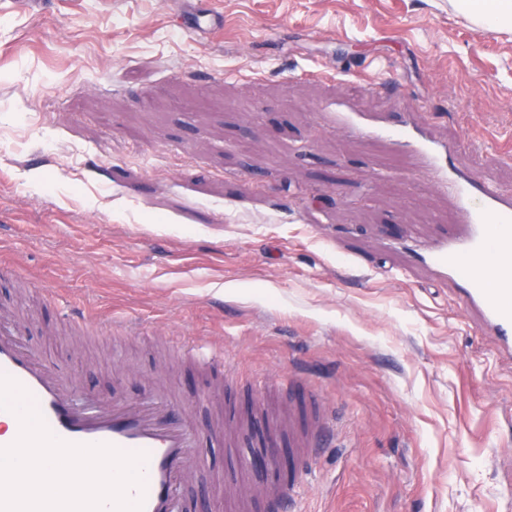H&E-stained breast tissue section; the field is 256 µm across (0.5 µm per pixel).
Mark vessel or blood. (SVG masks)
Returning <instances> with one entry per match:
<instances>
[{"instance_id":"obj_1","label":"vessel or blood","mask_w":512,"mask_h":512,"mask_svg":"<svg viewBox=\"0 0 512 512\" xmlns=\"http://www.w3.org/2000/svg\"><path fill=\"white\" fill-rule=\"evenodd\" d=\"M350 131L389 138L405 147L416 170L436 176L462 216L458 235L440 241L428 254L442 279L450 281L472 319L489 336L500 358L512 363V193L469 176L457 163L458 147H443L402 123L367 121L336 113ZM20 326L0 320V375L20 383L47 427L73 444H110L125 452H143L144 488H130V499H143V512H180V492L198 467V435L187 416L162 394L138 401L101 402L54 373L24 344ZM327 425L300 428L294 439L299 460L315 457L326 446Z\"/></svg>"}]
</instances>
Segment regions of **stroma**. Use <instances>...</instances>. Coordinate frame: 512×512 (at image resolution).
<instances>
[{
    "label": "stroma",
    "instance_id": "stroma-1",
    "mask_svg": "<svg viewBox=\"0 0 512 512\" xmlns=\"http://www.w3.org/2000/svg\"><path fill=\"white\" fill-rule=\"evenodd\" d=\"M210 3L198 35L179 0H0V317L104 401L177 398L202 460L184 512L261 493L226 419L259 402L288 512H512V368L412 258L460 216L392 141L324 118L407 113L512 190V32L448 0ZM312 397L334 439L302 463ZM183 350L195 362L208 367H224L222 351L212 350V352L194 343L183 346Z\"/></svg>",
    "mask_w": 512,
    "mask_h": 512
}]
</instances>
